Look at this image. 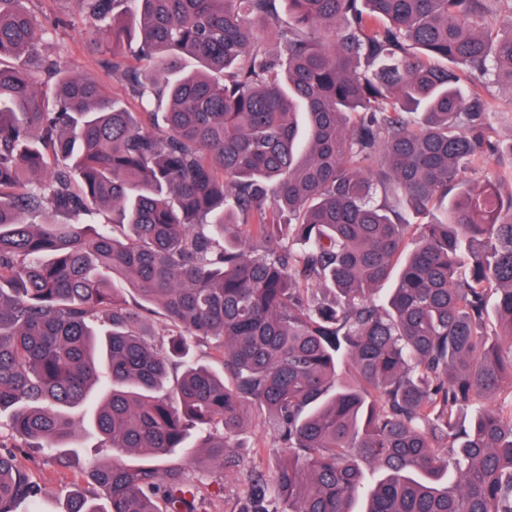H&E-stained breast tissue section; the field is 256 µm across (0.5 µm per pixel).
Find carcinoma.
<instances>
[{"label": "carcinoma", "mask_w": 512, "mask_h": 512, "mask_svg": "<svg viewBox=\"0 0 512 512\" xmlns=\"http://www.w3.org/2000/svg\"><path fill=\"white\" fill-rule=\"evenodd\" d=\"M21 2L0 0V429L60 448L99 387L112 450L86 471L106 502L61 512H198L160 465L193 430L240 512H512V146L489 120L512 0H76L154 112L39 55ZM251 408L272 474L242 468ZM40 494L0 452V512ZM241 438L248 447L264 448V452L262 451L261 456L255 458V461L261 462L271 473L279 458L280 448H278L277 435L265 415L250 410L246 417L245 427L241 432Z\"/></svg>", "instance_id": "carcinoma-1"}]
</instances>
